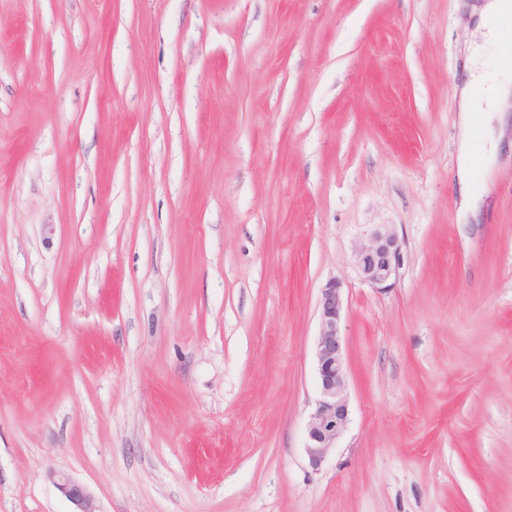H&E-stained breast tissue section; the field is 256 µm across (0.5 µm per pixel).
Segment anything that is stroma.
I'll list each match as a JSON object with an SVG mask.
<instances>
[{
    "mask_svg": "<svg viewBox=\"0 0 512 512\" xmlns=\"http://www.w3.org/2000/svg\"><path fill=\"white\" fill-rule=\"evenodd\" d=\"M475 2L0 0V512H73L64 477L97 512H512V155L457 221ZM367 244L360 246L354 255L355 266L362 280L375 288L390 286L400 265V247L394 233L387 225H379ZM317 309L320 332L314 344V360L320 398L309 423L305 446L308 462L314 469L335 448L349 422L347 368L341 335L343 299L338 282H330L321 290Z\"/></svg>",
    "mask_w": 512,
    "mask_h": 512,
    "instance_id": "1",
    "label": "stroma"
}]
</instances>
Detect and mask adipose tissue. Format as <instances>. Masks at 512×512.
I'll return each instance as SVG.
<instances>
[{
  "label": "adipose tissue",
  "mask_w": 512,
  "mask_h": 512,
  "mask_svg": "<svg viewBox=\"0 0 512 512\" xmlns=\"http://www.w3.org/2000/svg\"><path fill=\"white\" fill-rule=\"evenodd\" d=\"M476 12L485 31V41L476 49L478 57L482 58L502 40L505 25L512 22V0H481ZM459 104L461 126L465 132L457 175L460 214L472 217L477 212V204L469 188L475 167L469 134L475 128H483L489 148L483 165L491 167L501 136L512 129V81L504 78L490 83L485 80L483 72H470L460 89Z\"/></svg>",
  "instance_id": "1"
}]
</instances>
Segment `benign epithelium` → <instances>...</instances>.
I'll return each instance as SVG.
<instances>
[{"label":"benign epithelium","mask_w":512,"mask_h":512,"mask_svg":"<svg viewBox=\"0 0 512 512\" xmlns=\"http://www.w3.org/2000/svg\"><path fill=\"white\" fill-rule=\"evenodd\" d=\"M354 262L365 283L380 289L390 286L400 265V247L394 233L385 225L375 229L369 242L356 250ZM317 309L320 332L314 344V360L320 398L309 423L305 446L308 462L314 469L336 447L349 422L341 335L343 299L338 282H330L321 290ZM61 487L76 512H96L93 499L83 486L65 478Z\"/></svg>","instance_id":"benign-epithelium-1"}]
</instances>
